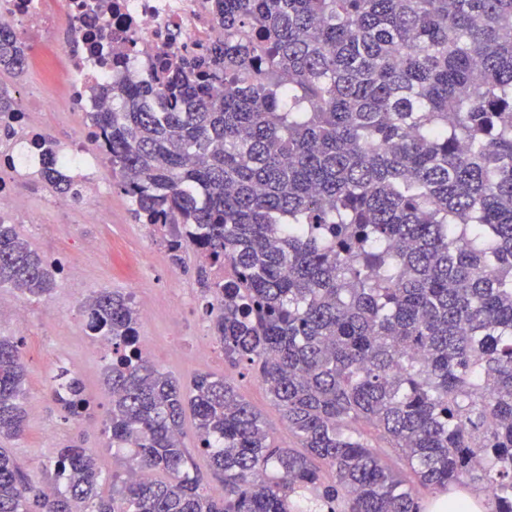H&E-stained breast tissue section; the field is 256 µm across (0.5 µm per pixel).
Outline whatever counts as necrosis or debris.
<instances>
[{
    "label": "necrosis or debris",
    "instance_id": "obj_1",
    "mask_svg": "<svg viewBox=\"0 0 512 512\" xmlns=\"http://www.w3.org/2000/svg\"><path fill=\"white\" fill-rule=\"evenodd\" d=\"M0 27L15 31L34 51L21 83L43 108L55 107L41 95L43 55L51 51L65 70L67 111L90 116L111 109V98L92 95L91 88L111 83L117 62L125 64L123 81L140 82L160 51L182 54L224 38L207 0H0ZM43 138L37 113L21 106L0 111L1 223L42 221L35 202L44 186ZM56 158L93 202L83 214L59 217L61 232L75 224L111 223L112 188L98 172L103 152L88 144L60 146Z\"/></svg>",
    "mask_w": 512,
    "mask_h": 512
}]
</instances>
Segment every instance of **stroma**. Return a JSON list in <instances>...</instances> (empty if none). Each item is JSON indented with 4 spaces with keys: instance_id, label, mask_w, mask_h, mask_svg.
Segmentation results:
<instances>
[{
    "instance_id": "35a3bbf8",
    "label": "stroma",
    "mask_w": 512,
    "mask_h": 512,
    "mask_svg": "<svg viewBox=\"0 0 512 512\" xmlns=\"http://www.w3.org/2000/svg\"><path fill=\"white\" fill-rule=\"evenodd\" d=\"M19 231L47 258L60 259L63 273L76 275L75 287L58 288L48 300L19 297L28 314L25 334H18L12 313L0 312V336L20 338L28 368L27 426L7 448L32 484H48L58 449L74 442L91 449L103 473L122 469L125 463L124 457L113 455L104 432L109 407L101 385L105 360L95 338L86 334L81 313L86 298L101 290L151 303V315L140 321V336L151 348L153 363L164 372L185 384L200 373L227 377L260 413L269 437L280 446L296 447V439L256 376L240 375L220 353L198 363L197 348L212 342L213 336L196 279V257L189 251L183 265L172 264L159 236L135 221L125 196L113 193L108 224H78L66 237L52 224H23ZM88 237L98 238L99 251L81 248V240ZM172 305L182 309L178 318L168 315ZM61 367L78 375L93 399L92 411L77 422L65 420L49 394L50 378Z\"/></svg>"
}]
</instances>
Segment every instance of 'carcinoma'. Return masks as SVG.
Instances as JSON below:
<instances>
[{
	"instance_id": "cac0c4a2",
	"label": "carcinoma",
	"mask_w": 512,
	"mask_h": 512,
	"mask_svg": "<svg viewBox=\"0 0 512 512\" xmlns=\"http://www.w3.org/2000/svg\"><path fill=\"white\" fill-rule=\"evenodd\" d=\"M210 6L224 41L100 88L90 143L171 261L195 252L224 360L299 449L229 379L185 386L142 358L131 297L99 291L82 309L112 342L104 432L134 453L104 497L86 448L59 449L55 494L0 448V512H425L457 486L512 512V0ZM26 58L0 28V72ZM59 274L0 223V288L48 298ZM25 375L0 336V439L24 430ZM50 391L66 420L91 405L66 369ZM188 412L220 489L189 474Z\"/></svg>"
}]
</instances>
